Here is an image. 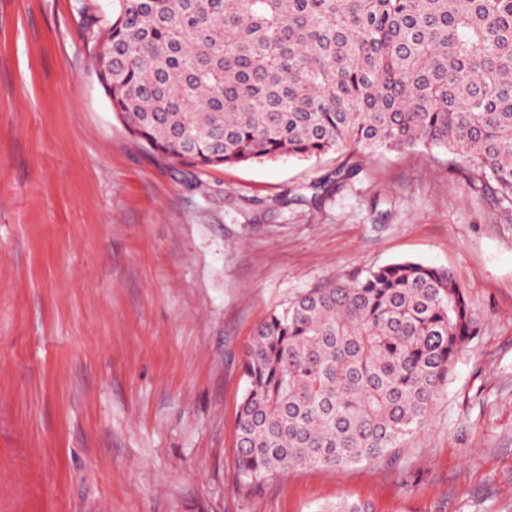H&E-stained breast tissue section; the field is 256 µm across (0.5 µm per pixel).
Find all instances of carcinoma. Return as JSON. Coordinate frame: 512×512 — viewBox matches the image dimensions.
I'll return each mask as SVG.
<instances>
[{
  "label": "carcinoma",
  "instance_id": "carcinoma-1",
  "mask_svg": "<svg viewBox=\"0 0 512 512\" xmlns=\"http://www.w3.org/2000/svg\"><path fill=\"white\" fill-rule=\"evenodd\" d=\"M97 77L151 149L214 167L442 148L512 207V0H113ZM478 336L446 269L400 261L307 291L247 346L236 465L395 454ZM317 512H371L339 502Z\"/></svg>",
  "mask_w": 512,
  "mask_h": 512
}]
</instances>
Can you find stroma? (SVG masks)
Masks as SVG:
<instances>
[{
	"mask_svg": "<svg viewBox=\"0 0 512 512\" xmlns=\"http://www.w3.org/2000/svg\"><path fill=\"white\" fill-rule=\"evenodd\" d=\"M112 0H0V512H512V209L439 148L187 167L98 81ZM361 173L337 181L343 164ZM478 318L396 460L236 469L273 309L399 261Z\"/></svg>",
	"mask_w": 512,
	"mask_h": 512,
	"instance_id": "obj_1",
	"label": "stroma"
}]
</instances>
